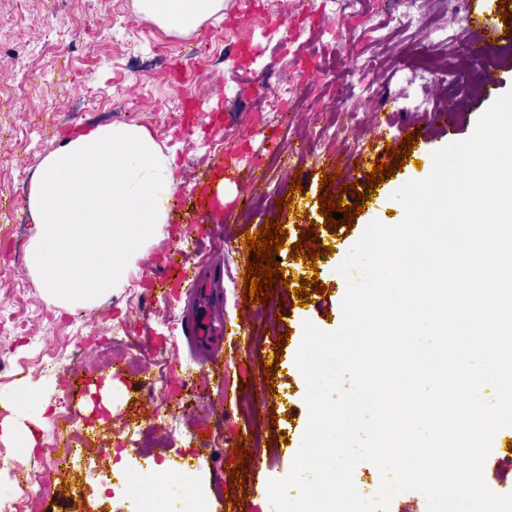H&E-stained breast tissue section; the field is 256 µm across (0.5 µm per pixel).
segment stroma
<instances>
[{
  "label": "stroma",
  "instance_id": "35a3bbf8",
  "mask_svg": "<svg viewBox=\"0 0 512 512\" xmlns=\"http://www.w3.org/2000/svg\"><path fill=\"white\" fill-rule=\"evenodd\" d=\"M255 2L246 14L244 0H225L223 18L175 35L140 16L135 0H0V392L25 381L45 388L51 406L36 455L18 462L0 447V470L9 474L0 484V512H102L107 505L142 512L140 495L123 485L124 471L142 467L169 472L171 512H192L193 502L181 493L189 476L204 489L208 512H272L268 482L288 475L308 421L306 384L296 365L303 323L324 331L339 326L346 281L338 265L370 222L401 221L395 192L428 174L414 156L402 157L395 174L363 201L354 225L330 230L319 201L323 170L348 167L361 178L362 163L402 142L410 123L426 128L428 154L466 139L481 113L512 89V59L501 61L493 88L478 70L470 89L424 80L413 68L422 51L444 59L457 45L425 44L416 26L395 21L392 0L355 14L337 12L333 0H314L310 12L304 0ZM452 93L458 112L436 121ZM398 97L414 110L395 111ZM366 108L377 115L369 126L325 129L319 122L324 112ZM234 112L246 114V123L224 121ZM131 123L149 127L174 153V196L193 202L213 156L230 150L237 162L224 171L225 182L241 187L258 170L264 197L249 210L225 201L217 221L183 224L169 213L120 292L88 310L51 305L27 264L37 167L77 133ZM295 179L302 191H291ZM275 219L287 230L279 252L283 270L292 281L316 278L325 286L309 304H299L287 287L262 303L243 299L248 254L240 246L246 232ZM310 225L334 249L313 267L291 255L300 230ZM174 249L198 267L210 290L223 293L214 314L243 325L240 335L225 337L224 363L202 395L193 386L208 345L190 347L184 337L200 302L180 293L162 296L157 287ZM120 322L146 354L115 378L90 364ZM276 343L282 355L274 354ZM273 359L279 367L269 386L264 363ZM74 372L111 379V413L81 414L65 385ZM136 429L160 430L166 447L142 457L131 442ZM61 431L72 435L76 460L59 465L47 482L32 481ZM238 445L246 457L235 453ZM235 471L241 481L233 487ZM238 496L244 506L236 511Z\"/></svg>",
  "mask_w": 512,
  "mask_h": 512
}]
</instances>
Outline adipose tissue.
I'll return each instance as SVG.
<instances>
[{
	"instance_id": "1",
	"label": "adipose tissue",
	"mask_w": 512,
	"mask_h": 512,
	"mask_svg": "<svg viewBox=\"0 0 512 512\" xmlns=\"http://www.w3.org/2000/svg\"><path fill=\"white\" fill-rule=\"evenodd\" d=\"M137 10L173 33L187 34L224 11V0H136ZM0 445L17 460L31 457L40 444L38 431L49 409L39 389L19 386L0 393Z\"/></svg>"
}]
</instances>
